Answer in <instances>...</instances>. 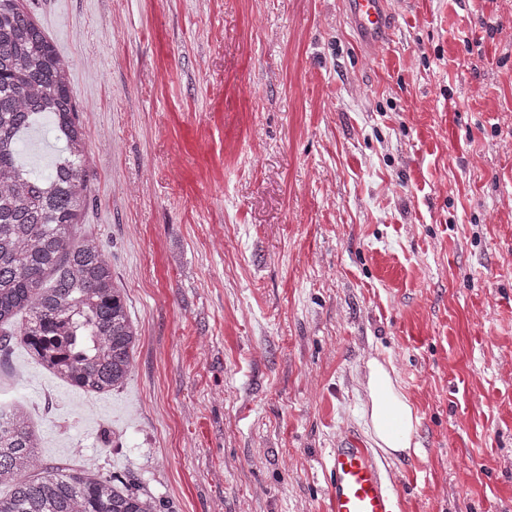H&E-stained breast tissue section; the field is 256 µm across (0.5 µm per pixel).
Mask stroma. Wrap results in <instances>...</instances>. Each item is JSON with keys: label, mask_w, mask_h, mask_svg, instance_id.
<instances>
[{"label": "stroma", "mask_w": 512, "mask_h": 512, "mask_svg": "<svg viewBox=\"0 0 512 512\" xmlns=\"http://www.w3.org/2000/svg\"><path fill=\"white\" fill-rule=\"evenodd\" d=\"M27 0L71 65L94 234L141 337L103 395L20 340L0 395L41 458L161 512H327L392 363L417 453L398 512H512V0ZM48 127L21 158L49 172ZM346 14L367 49L386 41L389 10L385 0H346Z\"/></svg>", "instance_id": "1"}]
</instances>
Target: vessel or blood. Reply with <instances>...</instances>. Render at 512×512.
<instances>
[{"instance_id": "obj_1", "label": "vessel or blood", "mask_w": 512, "mask_h": 512, "mask_svg": "<svg viewBox=\"0 0 512 512\" xmlns=\"http://www.w3.org/2000/svg\"><path fill=\"white\" fill-rule=\"evenodd\" d=\"M346 14L366 48L386 41L389 10L385 0H345ZM328 512H395V495L382 470L358 437L331 450Z\"/></svg>"}]
</instances>
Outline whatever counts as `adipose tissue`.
<instances>
[{
  "mask_svg": "<svg viewBox=\"0 0 512 512\" xmlns=\"http://www.w3.org/2000/svg\"><path fill=\"white\" fill-rule=\"evenodd\" d=\"M367 368L369 403L365 416L374 445L392 457L417 452V412L403 392L394 366L373 359Z\"/></svg>",
  "mask_w": 512,
  "mask_h": 512,
  "instance_id": "1",
  "label": "adipose tissue"
}]
</instances>
